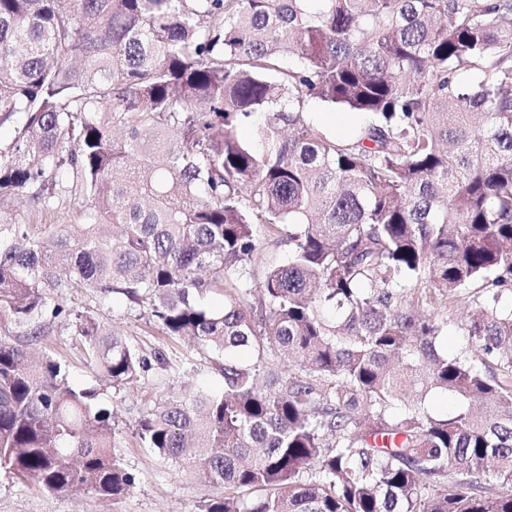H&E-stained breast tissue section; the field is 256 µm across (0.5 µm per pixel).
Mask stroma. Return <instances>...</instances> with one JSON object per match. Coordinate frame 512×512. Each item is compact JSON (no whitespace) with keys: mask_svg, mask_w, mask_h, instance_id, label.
Returning <instances> with one entry per match:
<instances>
[{"mask_svg":"<svg viewBox=\"0 0 512 512\" xmlns=\"http://www.w3.org/2000/svg\"><path fill=\"white\" fill-rule=\"evenodd\" d=\"M62 304L69 310L89 311L105 328L119 332L145 354L162 351L165 370H150L138 381L115 387L89 367L82 344L66 322L49 329L44 340L31 344L32 352L49 350L69 367V381L94 387L102 402L117 414L116 451L136 477L131 492L118 500H104L85 492L53 494L26 478L0 472V512H198L201 501L223 494L224 489L196 480L172 460L143 446L137 434L142 415L157 404L167 386H193L219 393L224 380L211 367L208 356L193 342L165 336L148 316L134 310L120 294L99 300L86 293H70Z\"/></svg>","mask_w":512,"mask_h":512,"instance_id":"stroma-1","label":"stroma"}]
</instances>
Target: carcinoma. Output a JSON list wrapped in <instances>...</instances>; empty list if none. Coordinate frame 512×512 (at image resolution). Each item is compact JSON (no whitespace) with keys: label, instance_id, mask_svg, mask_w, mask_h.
<instances>
[{"label":"carcinoma","instance_id":"cac0c4a2","mask_svg":"<svg viewBox=\"0 0 512 512\" xmlns=\"http://www.w3.org/2000/svg\"><path fill=\"white\" fill-rule=\"evenodd\" d=\"M310 101L369 122L330 135ZM18 114L0 205L78 194L82 222L0 216V322L34 343L68 321L114 387L163 355L63 292L212 354L224 391H169L137 429L224 486L199 512H512V0H0ZM261 228L288 260L257 286ZM468 294L473 360L438 349ZM242 348L302 375L266 385ZM115 432L62 359L0 336V471L117 500Z\"/></svg>","mask_w":512,"mask_h":512}]
</instances>
